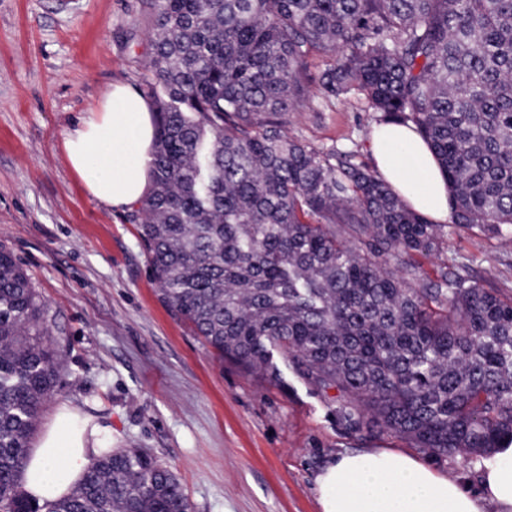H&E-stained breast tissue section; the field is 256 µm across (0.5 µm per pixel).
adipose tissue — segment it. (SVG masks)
Listing matches in <instances>:
<instances>
[{"label": "adipose tissue", "instance_id": "ef3b65f1", "mask_svg": "<svg viewBox=\"0 0 512 512\" xmlns=\"http://www.w3.org/2000/svg\"><path fill=\"white\" fill-rule=\"evenodd\" d=\"M154 136L147 101L117 84L67 133L65 152L93 198L125 209L148 191ZM370 150L381 177L411 209L434 223L447 221L448 183L413 127L376 126ZM103 431L61 404L29 454L21 483L27 498L42 507L67 494L99 454ZM316 484L321 512H512V447L480 468L473 488L418 457L385 449L335 456Z\"/></svg>", "mask_w": 512, "mask_h": 512}]
</instances>
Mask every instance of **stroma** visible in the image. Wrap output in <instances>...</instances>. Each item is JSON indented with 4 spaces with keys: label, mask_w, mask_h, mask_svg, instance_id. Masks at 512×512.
<instances>
[{
    "label": "stroma",
    "mask_w": 512,
    "mask_h": 512,
    "mask_svg": "<svg viewBox=\"0 0 512 512\" xmlns=\"http://www.w3.org/2000/svg\"><path fill=\"white\" fill-rule=\"evenodd\" d=\"M143 0H0V244L28 271L66 359L43 413L69 402L110 448H145L181 479L193 512H320L316 477L340 453L411 452L346 433L329 395L290 368L280 383L218 360L161 303L137 226L72 172L67 131L113 84L141 88L152 52ZM363 95L313 91L288 134L374 168ZM461 275L512 295V245L446 222Z\"/></svg>",
    "instance_id": "obj_1"
}]
</instances>
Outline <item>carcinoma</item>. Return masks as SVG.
I'll return each instance as SVG.
<instances>
[{
  "instance_id": "obj_1",
  "label": "carcinoma",
  "mask_w": 512,
  "mask_h": 512,
  "mask_svg": "<svg viewBox=\"0 0 512 512\" xmlns=\"http://www.w3.org/2000/svg\"><path fill=\"white\" fill-rule=\"evenodd\" d=\"M155 113L138 223L160 299L248 372L274 355L336 392L349 433L437 456L512 446V297L448 266L442 225L379 175L288 136L310 95L358 91L411 124L453 222L512 243V0H144ZM435 257L426 270L421 259ZM49 310L0 245V512L59 386ZM193 512L143 449L107 448L48 512Z\"/></svg>"
}]
</instances>
